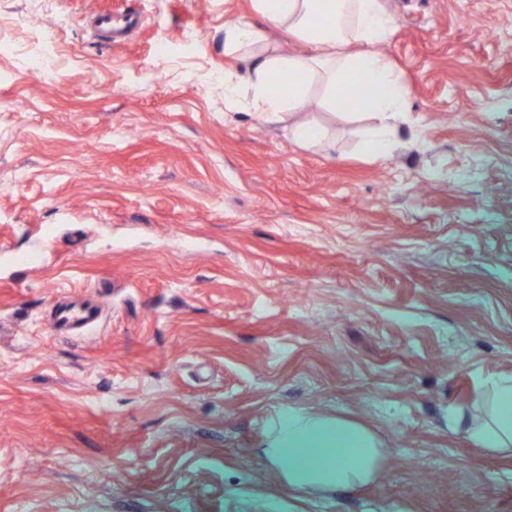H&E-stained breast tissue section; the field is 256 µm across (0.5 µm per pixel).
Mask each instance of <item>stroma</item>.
<instances>
[{"mask_svg": "<svg viewBox=\"0 0 512 512\" xmlns=\"http://www.w3.org/2000/svg\"><path fill=\"white\" fill-rule=\"evenodd\" d=\"M384 3L377 161L362 123L313 108L302 148L225 105L252 0H0V512H512L463 424L512 377V0ZM92 10L145 22L107 45ZM293 414L372 432L376 479L289 487ZM95 321V315L92 311L77 310L74 307L60 305L55 316L56 328L66 326L86 327Z\"/></svg>", "mask_w": 512, "mask_h": 512, "instance_id": "obj_1", "label": "stroma"}]
</instances>
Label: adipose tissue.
<instances>
[{"label":"adipose tissue","mask_w":512,"mask_h":512,"mask_svg":"<svg viewBox=\"0 0 512 512\" xmlns=\"http://www.w3.org/2000/svg\"><path fill=\"white\" fill-rule=\"evenodd\" d=\"M265 26L310 45L305 54L278 50L264 28L240 19L224 29V53L247 59V76L224 75V101L235 102L240 85L251 94L252 112L263 120H289L290 139L309 147L323 142L324 129L304 119L311 105L346 112V91L363 99L372 124L365 144L374 159L387 157L396 141L410 96L379 44L389 41L395 20L383 0H253ZM484 421L469 428L486 450L512 454V380L493 384L483 396ZM268 456L289 486L330 493L372 481L381 450L366 429L341 419L289 416Z\"/></svg>","instance_id":"adipose-tissue-1"}]
</instances>
